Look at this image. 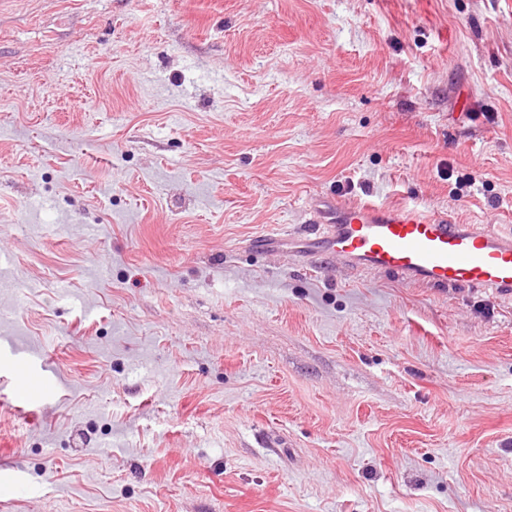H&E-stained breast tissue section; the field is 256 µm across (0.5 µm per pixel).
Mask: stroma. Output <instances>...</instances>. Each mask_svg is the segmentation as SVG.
Returning a JSON list of instances; mask_svg holds the SVG:
<instances>
[{"label":"stroma","instance_id":"stroma-1","mask_svg":"<svg viewBox=\"0 0 512 512\" xmlns=\"http://www.w3.org/2000/svg\"><path fill=\"white\" fill-rule=\"evenodd\" d=\"M321 199L512 232V0H0L12 512H512V296ZM313 210L316 253L357 270H381L442 287L466 286L512 293V234L491 224H453L448 216L370 203ZM324 224V225H321Z\"/></svg>","mask_w":512,"mask_h":512}]
</instances>
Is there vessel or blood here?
<instances>
[{
  "mask_svg": "<svg viewBox=\"0 0 512 512\" xmlns=\"http://www.w3.org/2000/svg\"><path fill=\"white\" fill-rule=\"evenodd\" d=\"M312 210L317 254L357 270H381L442 287L512 293V234L455 224L426 210L370 203L340 206L325 223Z\"/></svg>",
  "mask_w": 512,
  "mask_h": 512,
  "instance_id": "obj_1",
  "label": "vessel or blood"
}]
</instances>
